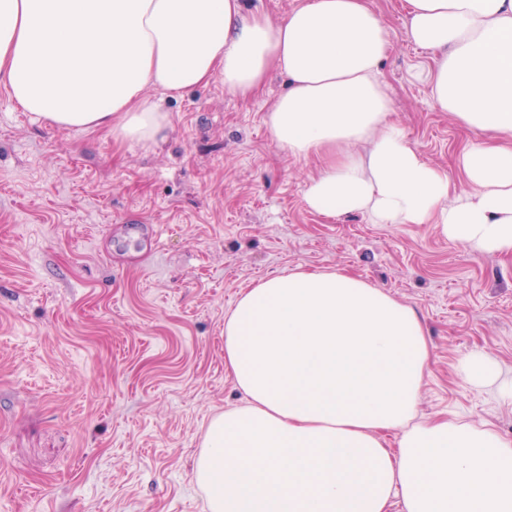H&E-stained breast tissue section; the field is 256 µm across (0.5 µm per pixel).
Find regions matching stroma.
<instances>
[{
	"mask_svg": "<svg viewBox=\"0 0 512 512\" xmlns=\"http://www.w3.org/2000/svg\"><path fill=\"white\" fill-rule=\"evenodd\" d=\"M370 4L388 27L390 119L459 183L470 135L422 79L402 0ZM284 88L274 72L248 99L218 79L153 91L171 131L149 148L44 126L0 85V512H209L193 461L208 421L241 400L224 317L296 269L351 272L417 311L431 351L418 420L490 421L512 439V404L457 371L482 353L512 376V256L431 224L310 212L320 162L266 124ZM129 224L153 225L157 252Z\"/></svg>",
	"mask_w": 512,
	"mask_h": 512,
	"instance_id": "obj_1",
	"label": "stroma"
}]
</instances>
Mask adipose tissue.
I'll list each match as a JSON object with an SVG mask.
<instances>
[{
  "mask_svg": "<svg viewBox=\"0 0 512 512\" xmlns=\"http://www.w3.org/2000/svg\"><path fill=\"white\" fill-rule=\"evenodd\" d=\"M405 26L439 108L474 135L460 184L389 119L388 31L369 0H306L277 20L244 0H0V84L46 126L153 147L171 121L150 90L218 78L246 98L277 70L288 88L267 125L293 157L320 159L311 212L433 224L511 254L512 0H406ZM428 361L417 311L350 274L297 269L242 292L224 366L244 402L211 419L195 464L211 512H512L511 440L416 421ZM458 373L512 403L492 358Z\"/></svg>",
  "mask_w": 512,
  "mask_h": 512,
  "instance_id": "ef3b65f1",
  "label": "adipose tissue"
}]
</instances>
